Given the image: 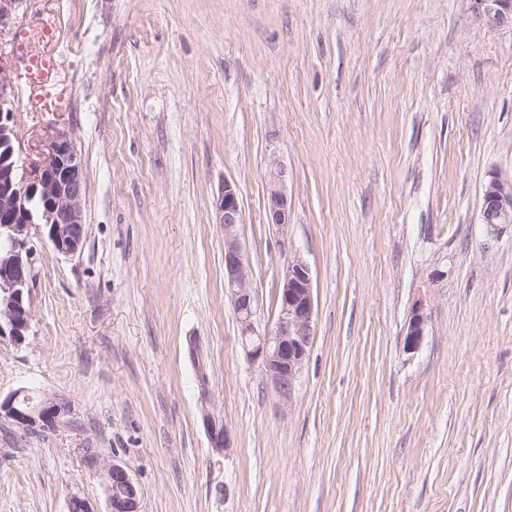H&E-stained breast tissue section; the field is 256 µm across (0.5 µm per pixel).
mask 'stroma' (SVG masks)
<instances>
[{"label":"stroma","mask_w":512,"mask_h":512,"mask_svg":"<svg viewBox=\"0 0 512 512\" xmlns=\"http://www.w3.org/2000/svg\"><path fill=\"white\" fill-rule=\"evenodd\" d=\"M0 52L21 171L71 133L88 226L73 257L31 229L30 330L0 340V394L67 413L0 418V512H108L86 448L129 468L143 512H512V227L480 219L489 173L512 176V31L470 0H24ZM228 182L262 327L289 258L311 269L287 404L224 288ZM267 220L268 224L285 226L291 200L288 196V172L282 162L272 156L268 163ZM28 392V389L20 388L4 398L0 394V417L5 416L16 424L26 427L58 426L67 412L66 406L44 395L37 398L34 394L29 393L32 398H37L35 402H32L26 396ZM206 425L211 448L224 449V451H226L227 448H231V440L222 419L207 415Z\"/></svg>","instance_id":"35a3bbf8"}]
</instances>
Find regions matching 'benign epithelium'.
I'll return each mask as SVG.
<instances>
[{
	"instance_id": "7a95c632",
	"label": "benign epithelium",
	"mask_w": 512,
	"mask_h": 512,
	"mask_svg": "<svg viewBox=\"0 0 512 512\" xmlns=\"http://www.w3.org/2000/svg\"><path fill=\"white\" fill-rule=\"evenodd\" d=\"M20 2L0 0V41L16 28ZM470 2L472 15L479 24L492 31L512 30V0ZM18 150L13 113L0 111V337L20 346L30 328L34 277V251L30 246L34 216L26 203L35 197L41 199L44 212L40 220L48 241L58 253L75 256L82 252L87 239L83 209L87 182L83 158L64 131L52 137L31 175L20 171ZM290 206L287 169L273 156L268 163V223L279 227L288 224ZM216 220L224 226V286L237 316L242 343L250 358L264 370L280 399L287 403L314 338L311 270L299 258L288 261L278 293L276 328H261L250 266L238 235L242 212L237 189L229 182L224 183L216 203ZM481 221L493 236L512 225V177L506 178L497 171L489 175L482 189ZM424 324L419 303L409 323L408 349L418 346ZM65 414V406L52 398L42 395L30 401L26 388L0 397V417L21 426L56 427ZM206 425L211 447H231L222 419L209 415ZM88 461L104 469L108 512H142L141 491L125 465L103 464L97 455Z\"/></svg>"
}]
</instances>
